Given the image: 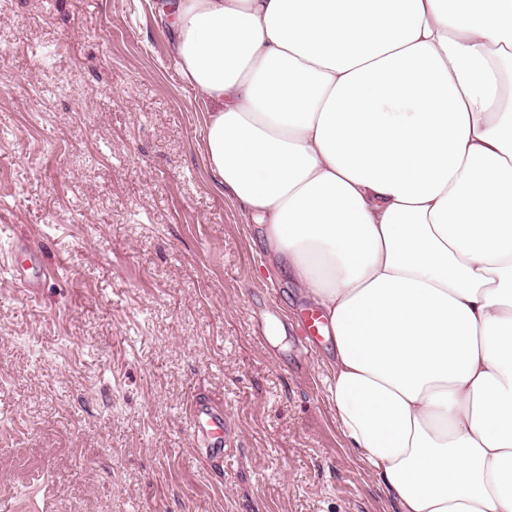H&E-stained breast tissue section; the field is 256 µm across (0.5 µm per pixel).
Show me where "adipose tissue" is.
Segmentation results:
<instances>
[{"label": "adipose tissue", "instance_id": "adipose-tissue-1", "mask_svg": "<svg viewBox=\"0 0 512 512\" xmlns=\"http://www.w3.org/2000/svg\"><path fill=\"white\" fill-rule=\"evenodd\" d=\"M166 7L349 447L396 512H512V0Z\"/></svg>", "mask_w": 512, "mask_h": 512}]
</instances>
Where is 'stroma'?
Masks as SVG:
<instances>
[{"mask_svg": "<svg viewBox=\"0 0 512 512\" xmlns=\"http://www.w3.org/2000/svg\"><path fill=\"white\" fill-rule=\"evenodd\" d=\"M159 0H0V512H394L333 415L310 299L217 188ZM239 441L211 471L191 401Z\"/></svg>", "mask_w": 512, "mask_h": 512, "instance_id": "stroma-1", "label": "stroma"}]
</instances>
